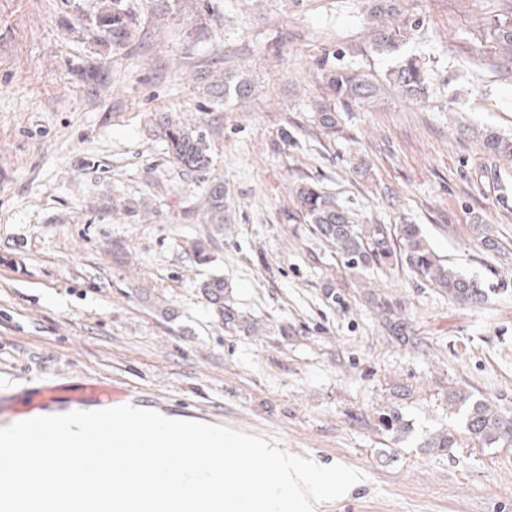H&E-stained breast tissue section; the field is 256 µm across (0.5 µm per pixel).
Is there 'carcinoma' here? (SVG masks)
<instances>
[{
	"label": "carcinoma",
	"instance_id": "cac0c4a2",
	"mask_svg": "<svg viewBox=\"0 0 512 512\" xmlns=\"http://www.w3.org/2000/svg\"><path fill=\"white\" fill-rule=\"evenodd\" d=\"M375 23L369 28L368 48L380 55H395L410 38L419 21L401 14L396 0H374ZM88 24L102 32L100 42L112 47L125 45L131 36L134 19L123 0L108 3L88 18ZM482 46L494 49L492 60L506 75L512 76V0H502V12L488 19L480 31ZM387 81L409 100H422L428 94V76L423 63L410 57L388 70ZM324 91L328 104L317 113L318 124L329 131L336 129L338 113L336 101L370 104L380 96L381 88L368 78L345 68L330 70L324 75ZM255 91L252 79L245 76L213 78L207 85L209 97L215 101L233 98L242 104L251 100ZM168 153L184 169L205 171L210 163L205 135L175 123L166 116L158 118ZM487 152L496 158L512 160V138L491 132L485 137ZM300 214L304 223L314 226L323 240L336 246V250L349 269L381 266L397 262L407 266L427 285L440 289L452 300L464 304H478L486 291L477 280L468 278L443 264L416 224H359L354 213L336 200V196L313 184H302L296 189ZM210 221L217 232L228 224L224 186L215 184L208 193ZM471 235L486 250H499V243L488 232L487 225L478 221L469 225ZM224 277L216 275L203 282L202 291L224 324L235 325V311L224 306ZM448 405L465 408L464 432L476 444L492 447H512V416L497 409L485 399H473L464 393L448 392ZM457 444L453 430L432 435L425 447L447 451Z\"/></svg>",
	"mask_w": 512,
	"mask_h": 512
}]
</instances>
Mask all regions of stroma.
I'll return each instance as SVG.
<instances>
[{"label":"stroma","mask_w":512,"mask_h":512,"mask_svg":"<svg viewBox=\"0 0 512 512\" xmlns=\"http://www.w3.org/2000/svg\"><path fill=\"white\" fill-rule=\"evenodd\" d=\"M100 3L0 0V394L52 387L58 412L97 378L127 404L364 474L319 512H512V447L475 444L448 406L454 389L512 413V163L483 145L488 129L512 136V79L479 49L500 0H397L420 21L402 52L425 62L428 95L337 105L332 132L317 122L323 74L394 63L364 48L372 0H128L119 48L86 30ZM242 73L251 102H212L209 77ZM162 114L205 130L207 172L169 156ZM301 182L363 223L420 225L486 301L452 302L398 265L346 268L292 221ZM216 183L232 214L220 234ZM476 215L500 251L470 236ZM216 275L242 324L204 297ZM393 411L405 432L380 425ZM444 429L456 448L424 449ZM208 212L210 213V221L214 225V229L217 232L224 231L227 228L229 221L228 215L226 214L227 205L224 198V186L223 184H214L208 193Z\"/></svg>","instance_id":"stroma-1"}]
</instances>
